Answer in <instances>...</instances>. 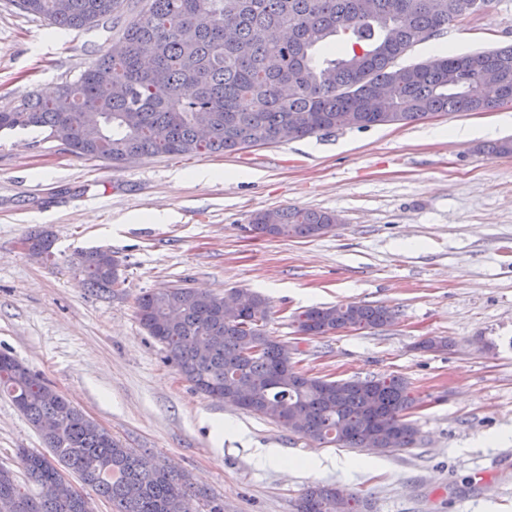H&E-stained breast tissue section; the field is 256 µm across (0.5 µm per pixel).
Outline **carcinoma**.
<instances>
[{
    "mask_svg": "<svg viewBox=\"0 0 512 512\" xmlns=\"http://www.w3.org/2000/svg\"><path fill=\"white\" fill-rule=\"evenodd\" d=\"M61 29L80 30L131 12L112 49L47 98L0 108V130L39 127L78 157L117 166L131 156L226 154L344 127L407 125L448 112H487L512 103V45L426 63L397 64L413 46L491 0H11ZM287 37L271 40L268 33ZM346 36L352 49L327 50ZM341 223L330 211L285 207L259 211L251 231L308 239ZM28 246L49 254L38 233ZM72 263L87 287L111 292L121 264L104 248L81 249ZM265 298L249 294L244 311L224 298L174 286L137 298L139 322L196 391L213 399L245 387L239 406L317 445L387 452L412 448L407 420L416 399L398 376L329 380L293 365L287 346L269 336ZM385 305L317 306L295 317L298 331L328 336L392 324ZM0 392L40 433L47 452L22 449L27 481L54 486L30 495L0 466V512H90L95 494L112 512H196L182 477L88 418L17 359L0 355ZM57 427L45 430L43 420ZM74 474L89 489L61 480ZM358 495L317 484L296 512H361Z\"/></svg>",
    "mask_w": 512,
    "mask_h": 512,
    "instance_id": "1",
    "label": "carcinoma"
}]
</instances>
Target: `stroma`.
Returning a JSON list of instances; mask_svg holds the SVG:
<instances>
[{"label": "stroma", "mask_w": 512, "mask_h": 512, "mask_svg": "<svg viewBox=\"0 0 512 512\" xmlns=\"http://www.w3.org/2000/svg\"><path fill=\"white\" fill-rule=\"evenodd\" d=\"M46 20L0 0V107L56 93L112 44L111 24L53 39ZM512 44V0L454 22L402 64ZM459 125L512 136V105L405 126L342 128L239 152L139 157L119 166L75 156L39 128L0 131V352L12 354L128 447L187 475L224 512H294L312 485L366 497L372 512H512V157ZM214 168L220 178L199 180ZM288 206L342 218L322 237L255 236L252 214ZM167 214L163 224L144 214ZM44 233L52 254L24 238ZM103 247L125 284L86 288L71 258ZM181 286L268 301L266 330L298 347L297 370L331 380L405 378L415 447L386 454L318 447L195 391L140 325L136 299ZM351 302L397 312L388 327L301 336L295 314ZM446 349L419 350L430 337ZM43 450L0 394V465ZM276 448L302 461L284 472Z\"/></svg>", "instance_id": "stroma-1"}]
</instances>
